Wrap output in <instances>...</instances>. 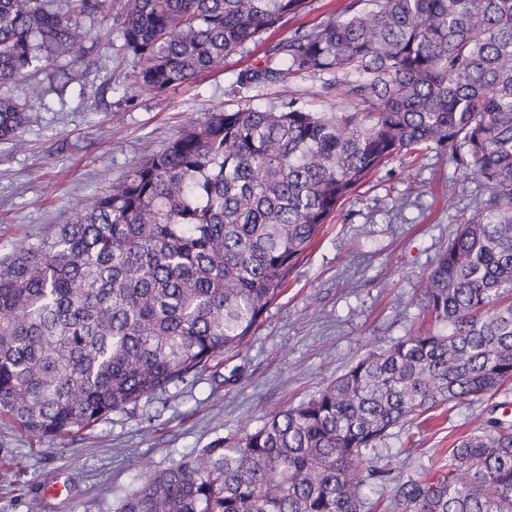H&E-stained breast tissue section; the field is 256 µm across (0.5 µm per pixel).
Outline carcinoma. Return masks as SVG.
I'll use <instances>...</instances> for the list:
<instances>
[{
    "label": "carcinoma",
    "mask_w": 512,
    "mask_h": 512,
    "mask_svg": "<svg viewBox=\"0 0 512 512\" xmlns=\"http://www.w3.org/2000/svg\"><path fill=\"white\" fill-rule=\"evenodd\" d=\"M303 0H124L136 82L161 94L217 69ZM274 47L242 83L282 109L212 112L136 163L70 224L0 262V415L73 435L237 353L328 218L386 161L448 148L488 197L423 284L429 326L311 398L193 451L117 512H362V450L512 380V0H372ZM106 0H0V84L80 55ZM325 74L347 101L288 90ZM25 104L0 96V141ZM406 512H512V424L464 436L448 471L399 486ZM328 78L327 75L304 74L299 75L293 81L298 94L304 98L308 108L314 112L335 113L345 105L343 101L336 98V92L327 94L322 84Z\"/></svg>",
    "instance_id": "carcinoma-1"
}]
</instances>
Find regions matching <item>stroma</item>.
<instances>
[{"instance_id":"1","label":"stroma","mask_w":512,"mask_h":512,"mask_svg":"<svg viewBox=\"0 0 512 512\" xmlns=\"http://www.w3.org/2000/svg\"><path fill=\"white\" fill-rule=\"evenodd\" d=\"M349 0H306L303 10L223 66L156 95L135 83L137 66L122 37L123 0H107L82 27L101 34L87 54L36 78L23 149L0 143V258L21 239L74 220L143 156L188 122L227 108H280L273 85L244 84L240 73L264 65L276 44L344 12ZM486 192L463 178L448 155L424 148L390 160L328 220L265 313L241 354L166 392L112 413L74 438L36 439L0 417V512H113L151 473L165 470L217 437L260 426L269 413L297 405L368 351L413 331L422 286L458 224L477 214ZM240 380L223 382L233 366ZM490 417L512 420V382L485 400L454 405L390 430L364 449L380 471L363 490L364 512H389L397 486L437 473L454 439Z\"/></svg>"}]
</instances>
